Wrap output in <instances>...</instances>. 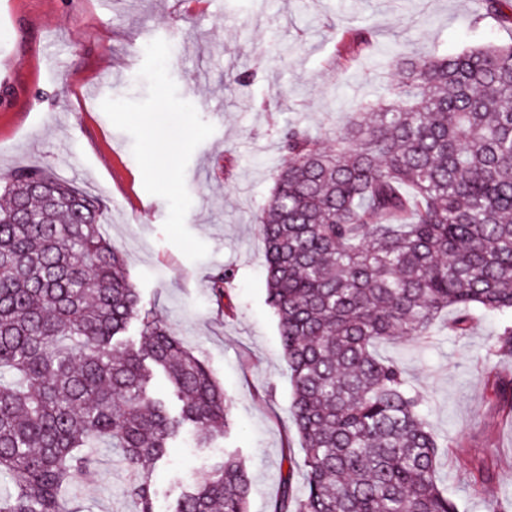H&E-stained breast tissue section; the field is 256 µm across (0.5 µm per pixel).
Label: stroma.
I'll return each mask as SVG.
<instances>
[{"mask_svg":"<svg viewBox=\"0 0 512 512\" xmlns=\"http://www.w3.org/2000/svg\"><path fill=\"white\" fill-rule=\"evenodd\" d=\"M361 26L372 55L340 59L344 31ZM510 42L484 0H0V175L46 166L99 198L143 302L233 402L227 434L200 448L187 432L156 467L155 512H174L228 450L251 475L249 512H271L285 456H303L258 227L285 160L278 129L334 138L339 111L385 97L395 44L457 53ZM231 70L249 81L225 82ZM225 269L228 316L210 292ZM496 326L480 314L458 337L441 321L428 339L378 349L424 395L431 428L461 441L439 473L460 512L512 496V427L484 378L490 366L512 375V357H486ZM97 458L75 506L134 512L120 453ZM481 461L491 477L476 486Z\"/></svg>","mask_w":512,"mask_h":512,"instance_id":"1","label":"stroma"}]
</instances>
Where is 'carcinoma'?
Returning <instances> with one entry per match:
<instances>
[{
  "label": "carcinoma",
  "mask_w": 512,
  "mask_h": 512,
  "mask_svg": "<svg viewBox=\"0 0 512 512\" xmlns=\"http://www.w3.org/2000/svg\"><path fill=\"white\" fill-rule=\"evenodd\" d=\"M349 28L345 53L371 42ZM390 96L336 128L299 125L260 217L266 301L292 383L304 483L288 474L272 512H460L437 481L461 443L438 437L423 397L377 347L429 336L450 310L499 319L488 349L512 352V44L394 55ZM0 512H65L96 449L120 451L138 512H155L152 470L187 427L202 446L229 419L224 388L129 280L101 231L100 201L45 167L0 185ZM232 275L212 277L224 313ZM140 343L120 339L132 322ZM161 372L177 402L151 389ZM487 384L512 423V377ZM251 477L228 452L175 512H248Z\"/></svg>",
  "instance_id": "1"
}]
</instances>
